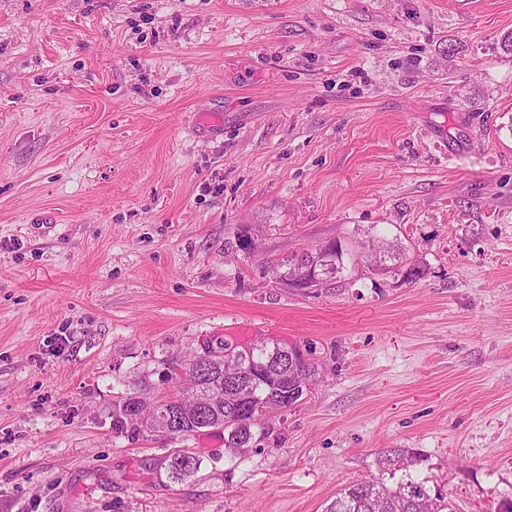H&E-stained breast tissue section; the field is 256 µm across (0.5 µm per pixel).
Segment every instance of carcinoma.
Segmentation results:
<instances>
[{
  "mask_svg": "<svg viewBox=\"0 0 512 512\" xmlns=\"http://www.w3.org/2000/svg\"><path fill=\"white\" fill-rule=\"evenodd\" d=\"M381 247L385 251L375 261L377 270H394L407 283H416L423 278L424 268L406 250L398 248L390 251L384 242ZM269 270L284 284L296 274L287 257L276 261ZM229 349L231 344L221 340L216 342L214 361L200 373L196 371L192 359L187 360L179 374L173 372L172 367H167L165 381H185L184 392L189 398L215 392L224 394V400L215 406L208 405L198 414L183 416L180 435L175 440L183 442L203 429L220 428L224 430V447L243 452L251 446L256 436L266 435V407L280 406L286 409L292 406L285 394L289 387L303 393L311 389L314 366L308 364L304 368L278 372L268 365V358L275 346H240L238 358L245 363L252 377L248 391L250 399L247 400L248 406L244 407L234 401L233 393L224 385V352ZM178 399V395L166 396L153 402L137 395L130 396L118 406L116 422H130L135 431L159 432L163 425L155 419V415L171 409ZM420 462L422 459L407 448H389L381 452L377 460L379 469L392 476L399 475L394 485L367 478L352 480L336 491L335 499L325 512H456L453 502L439 492H432L426 479L411 472V467ZM202 464L203 460L190 448H174L163 461L168 477L175 482H183L194 476Z\"/></svg>",
  "mask_w": 512,
  "mask_h": 512,
  "instance_id": "obj_1",
  "label": "carcinoma"
}]
</instances>
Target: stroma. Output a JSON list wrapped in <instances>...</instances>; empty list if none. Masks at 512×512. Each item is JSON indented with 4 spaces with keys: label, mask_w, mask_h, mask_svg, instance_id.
I'll use <instances>...</instances> for the list:
<instances>
[{
    "label": "stroma",
    "mask_w": 512,
    "mask_h": 512,
    "mask_svg": "<svg viewBox=\"0 0 512 512\" xmlns=\"http://www.w3.org/2000/svg\"><path fill=\"white\" fill-rule=\"evenodd\" d=\"M512 0H0V512H324L409 448L512 497ZM400 241L418 282L271 261ZM316 375L171 482L115 425L202 338ZM290 257L277 260L273 267H269V270L280 282L288 286V278L296 274L291 281V288L300 291L316 290L330 283V276L327 274L329 266H325L328 260L323 258V250L304 251L296 254L292 265L297 272L290 266Z\"/></svg>",
    "instance_id": "obj_1"
}]
</instances>
